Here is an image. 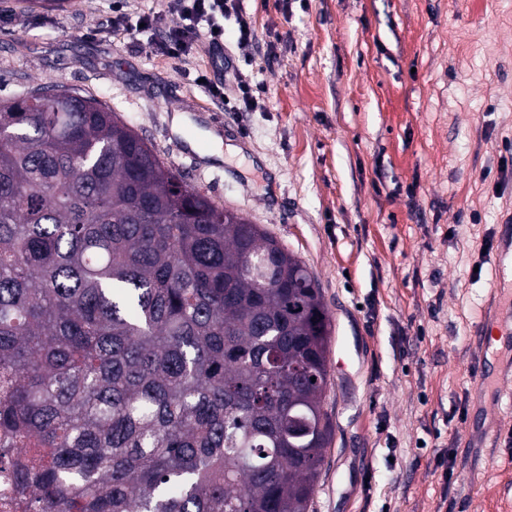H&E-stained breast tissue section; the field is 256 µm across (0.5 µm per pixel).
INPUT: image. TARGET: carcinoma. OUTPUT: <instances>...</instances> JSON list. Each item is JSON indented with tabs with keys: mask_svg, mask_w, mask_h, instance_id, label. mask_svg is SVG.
<instances>
[{
	"mask_svg": "<svg viewBox=\"0 0 512 512\" xmlns=\"http://www.w3.org/2000/svg\"><path fill=\"white\" fill-rule=\"evenodd\" d=\"M332 318L97 99L0 100V432L33 512H309Z\"/></svg>",
	"mask_w": 512,
	"mask_h": 512,
	"instance_id": "obj_1",
	"label": "carcinoma"
}]
</instances>
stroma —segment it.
I'll list each match as a JSON object with an SVG mask.
<instances>
[{
    "label": "stroma",
    "mask_w": 512,
    "mask_h": 512,
    "mask_svg": "<svg viewBox=\"0 0 512 512\" xmlns=\"http://www.w3.org/2000/svg\"><path fill=\"white\" fill-rule=\"evenodd\" d=\"M120 0H0V100L54 81L106 104L185 182L262 225L315 276L332 317L333 436L310 512H512L506 402L479 361L512 365L483 321L512 223V0H242L199 55L212 103L159 30L106 31Z\"/></svg>",
    "instance_id": "1"
}]
</instances>
